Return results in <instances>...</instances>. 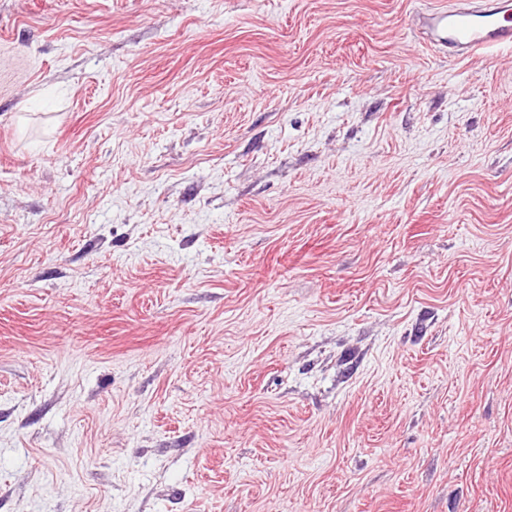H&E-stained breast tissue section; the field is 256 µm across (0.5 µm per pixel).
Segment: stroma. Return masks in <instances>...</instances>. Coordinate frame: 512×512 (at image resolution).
Instances as JSON below:
<instances>
[{"mask_svg": "<svg viewBox=\"0 0 512 512\" xmlns=\"http://www.w3.org/2000/svg\"><path fill=\"white\" fill-rule=\"evenodd\" d=\"M452 0H0V512H512V49ZM416 28L430 47L462 58L495 48H512L510 0H464L450 8L418 14Z\"/></svg>", "mask_w": 512, "mask_h": 512, "instance_id": "1", "label": "stroma"}]
</instances>
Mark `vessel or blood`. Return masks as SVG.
Returning a JSON list of instances; mask_svg holds the SVG:
<instances>
[{
	"mask_svg": "<svg viewBox=\"0 0 512 512\" xmlns=\"http://www.w3.org/2000/svg\"><path fill=\"white\" fill-rule=\"evenodd\" d=\"M416 28L426 45L462 58L512 48V0H462L418 14Z\"/></svg>",
	"mask_w": 512,
	"mask_h": 512,
	"instance_id": "obj_1",
	"label": "vessel or blood"
}]
</instances>
